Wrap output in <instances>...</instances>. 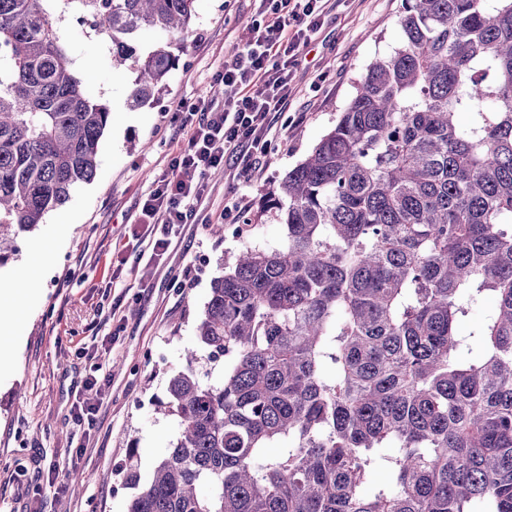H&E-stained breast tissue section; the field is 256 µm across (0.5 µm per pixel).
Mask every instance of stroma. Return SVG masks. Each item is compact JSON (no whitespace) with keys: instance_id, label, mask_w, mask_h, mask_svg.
<instances>
[{"instance_id":"obj_1","label":"stroma","mask_w":512,"mask_h":512,"mask_svg":"<svg viewBox=\"0 0 512 512\" xmlns=\"http://www.w3.org/2000/svg\"><path fill=\"white\" fill-rule=\"evenodd\" d=\"M186 45H173L178 62L155 103L127 104L132 71L113 70L99 42L62 23L84 86L105 100L112 117L101 141L93 182L81 185L43 224L20 233L15 252L0 266V286L12 289L22 310L0 341L14 360L0 367V512H126L133 494L119 469L134 460L149 478L177 434L173 417L159 409L170 378L197 346V326L211 282L246 246L278 247L283 227L257 218L263 195L332 129L375 58L398 48L403 0H330L324 23L293 72L282 111L272 113L271 148L250 182L231 170L206 176L193 223L167 253L153 256L139 224L142 202L177 150L174 115L179 104L203 97L223 100L213 75L233 60L255 14L254 0H195ZM241 213L222 223L229 200ZM67 218L59 228L58 215ZM223 224V236L209 225ZM46 251L43 280L28 289L29 262ZM193 266L191 285L175 280ZM114 302L123 329L108 340L101 306ZM103 387V403L90 434L72 415L74 394L89 371ZM81 451V477L71 481L63 463ZM52 482L32 487L36 471ZM69 487L66 499L54 486Z\"/></svg>"}]
</instances>
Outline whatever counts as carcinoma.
<instances>
[{"mask_svg": "<svg viewBox=\"0 0 512 512\" xmlns=\"http://www.w3.org/2000/svg\"><path fill=\"white\" fill-rule=\"evenodd\" d=\"M67 14L134 70L138 108L194 0H0V266L93 181L111 120ZM399 25L265 198L280 246L213 281L160 403L176 440L146 484L125 467L127 512H512V0H404Z\"/></svg>", "mask_w": 512, "mask_h": 512, "instance_id": "obj_1", "label": "carcinoma"}]
</instances>
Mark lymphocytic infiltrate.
I'll return each instance as SVG.
<instances>
[{
	"instance_id": "1",
	"label": "lymphocytic infiltrate",
	"mask_w": 512,
	"mask_h": 512,
	"mask_svg": "<svg viewBox=\"0 0 512 512\" xmlns=\"http://www.w3.org/2000/svg\"><path fill=\"white\" fill-rule=\"evenodd\" d=\"M258 2L252 37L215 78L224 89L223 103L204 98L178 108L187 144L141 207L153 253L165 254L189 223L205 190L204 174L228 167L236 179H251L271 144L270 116L284 108L293 70L321 28L328 0ZM183 170L199 172V181L180 178Z\"/></svg>"
}]
</instances>
